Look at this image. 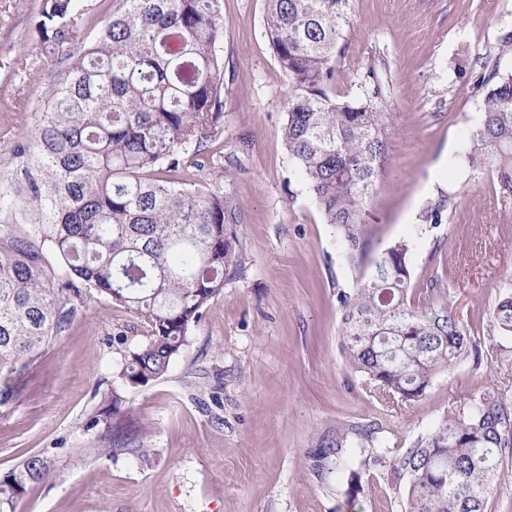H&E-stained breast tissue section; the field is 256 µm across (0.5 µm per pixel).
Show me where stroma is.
<instances>
[{"label": "stroma", "instance_id": "stroma-1", "mask_svg": "<svg viewBox=\"0 0 512 512\" xmlns=\"http://www.w3.org/2000/svg\"><path fill=\"white\" fill-rule=\"evenodd\" d=\"M42 0H0V189L12 147L34 133L65 62L37 28ZM116 0H75L72 25L90 39ZM266 0H224L219 43L222 131L205 168L192 155L175 180L230 193L239 207L241 270L192 327L168 374L127 388L125 420L146 453L101 454L84 430L104 392L121 383L112 338L140 341L137 321L91 304L31 367L17 404L0 409V475L22 451L45 453L52 477L17 512H346L347 481L320 479L310 457L350 421H383L409 447L460 399L485 389L512 405V341L489 312L512 283V192L496 175L456 165L463 132L478 123L485 62L512 72V0H349L346 51L335 92L381 78L396 147L377 198L379 243L414 236L419 290L471 325L480 366L441 375L418 402L388 408L355 377L342 351L340 292L353 274L282 139L288 79L266 34ZM454 207L415 235L440 195Z\"/></svg>", "mask_w": 512, "mask_h": 512}]
</instances>
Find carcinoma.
<instances>
[{"instance_id":"1","label":"carcinoma","mask_w":512,"mask_h":512,"mask_svg":"<svg viewBox=\"0 0 512 512\" xmlns=\"http://www.w3.org/2000/svg\"><path fill=\"white\" fill-rule=\"evenodd\" d=\"M74 0H42L39 32L66 60L44 100L34 135L16 141L13 193L0 210L25 230L0 239V406L18 401L30 367L58 342L90 303L104 301L140 322L142 340L114 337L128 387L162 378L179 358L191 326L241 270V212L220 190L202 193L152 177L181 156L204 153L221 130L223 0H119L112 18L78 54ZM264 19L288 77L282 137L347 261L355 286L338 295L344 353L353 372L384 403L423 397L456 366L479 363L469 325L434 295L415 301L409 257L413 239L379 249L375 201L393 149L384 84L368 68L360 94L336 97L345 53L349 0H266ZM477 87L482 118L466 133L458 163L491 168L512 187V74L493 71ZM441 198L423 212L441 223L452 208ZM498 335L512 338V291L491 310ZM91 415L101 451L115 455L124 438V390L104 394ZM512 411L495 390L465 398L408 448L389 446L380 420L336 427L313 453L317 475L381 477L402 512H485L506 450ZM52 475L48 458L26 455L0 476V512H16L29 490Z\"/></svg>"}]
</instances>
